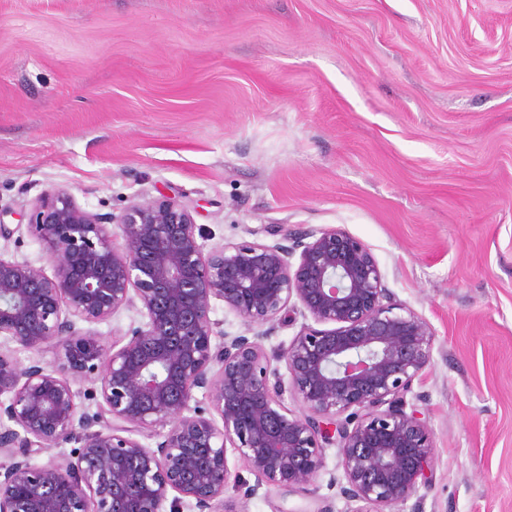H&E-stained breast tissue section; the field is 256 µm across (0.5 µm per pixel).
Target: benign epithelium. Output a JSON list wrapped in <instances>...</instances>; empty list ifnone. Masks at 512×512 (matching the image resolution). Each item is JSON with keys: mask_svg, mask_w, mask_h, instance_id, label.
Listing matches in <instances>:
<instances>
[{"mask_svg": "<svg viewBox=\"0 0 512 512\" xmlns=\"http://www.w3.org/2000/svg\"><path fill=\"white\" fill-rule=\"evenodd\" d=\"M20 218L53 272L0 253V512H205L224 500L230 451L294 492L336 447L351 512H393L428 487L435 438L407 395L434 333L394 300L361 239L300 228L208 248L174 198L113 219L66 189ZM215 301L261 332L214 342ZM124 309L144 322L110 343L88 329ZM291 313L306 322L276 354L282 374L260 339ZM46 347L48 367L15 356ZM85 381L100 397L93 415L76 403ZM196 390L213 416L190 407ZM159 427L154 449L133 438ZM70 440L71 458L33 463Z\"/></svg>", "mask_w": 512, "mask_h": 512, "instance_id": "benign-epithelium-1", "label": "benign epithelium"}]
</instances>
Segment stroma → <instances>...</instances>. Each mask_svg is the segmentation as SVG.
Segmentation results:
<instances>
[{
	"label": "stroma",
	"mask_w": 512,
	"mask_h": 512,
	"mask_svg": "<svg viewBox=\"0 0 512 512\" xmlns=\"http://www.w3.org/2000/svg\"><path fill=\"white\" fill-rule=\"evenodd\" d=\"M117 216L172 197L208 246L341 227L434 332L407 399L436 448L396 512H512V0H0V253L53 190ZM229 512H349L306 489Z\"/></svg>",
	"instance_id": "35a3bbf8"
}]
</instances>
